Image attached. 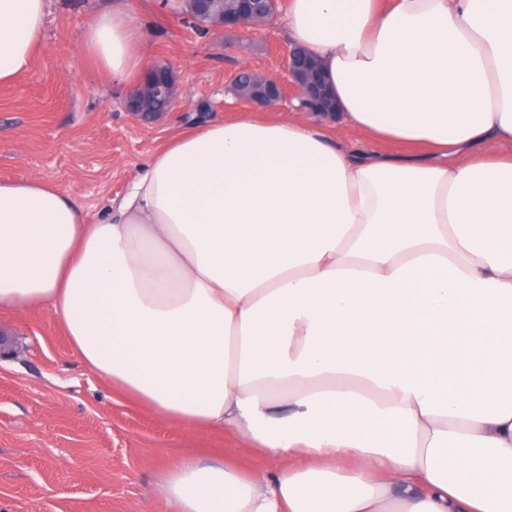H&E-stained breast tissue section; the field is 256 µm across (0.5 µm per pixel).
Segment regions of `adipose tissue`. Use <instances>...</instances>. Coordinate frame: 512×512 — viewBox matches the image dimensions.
<instances>
[{"label":"adipose tissue","mask_w":512,"mask_h":512,"mask_svg":"<svg viewBox=\"0 0 512 512\" xmlns=\"http://www.w3.org/2000/svg\"><path fill=\"white\" fill-rule=\"evenodd\" d=\"M281 23L357 140L197 122L95 223L0 180V312L50 307L105 382L270 464L184 454L166 512H512V0H287ZM43 27L44 0H0V85ZM84 47L138 86L128 13Z\"/></svg>","instance_id":"adipose-tissue-1"}]
</instances>
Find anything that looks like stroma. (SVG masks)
Wrapping results in <instances>:
<instances>
[{
  "label": "stroma",
  "mask_w": 512,
  "mask_h": 512,
  "mask_svg": "<svg viewBox=\"0 0 512 512\" xmlns=\"http://www.w3.org/2000/svg\"><path fill=\"white\" fill-rule=\"evenodd\" d=\"M119 7L146 34L148 64L172 67L174 112L147 123L127 111V89L84 50L88 25ZM280 21L198 32L161 0H45L43 40L29 67L0 85V179L38 176L71 189L90 221L120 200L150 152L204 107L230 121L249 111L231 78L283 75ZM12 339L0 354V512H165L157 482L180 454H236L218 430L187 433L149 407L123 401L74 353L49 309L0 314Z\"/></svg>",
  "instance_id": "obj_1"
}]
</instances>
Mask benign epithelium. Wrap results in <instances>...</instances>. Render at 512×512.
<instances>
[{"label": "benign epithelium", "mask_w": 512, "mask_h": 512, "mask_svg": "<svg viewBox=\"0 0 512 512\" xmlns=\"http://www.w3.org/2000/svg\"><path fill=\"white\" fill-rule=\"evenodd\" d=\"M196 8L186 16L197 27L209 16L211 0H191ZM279 0H235L234 7L225 12L219 26L238 28L247 25H269L278 12ZM284 79L266 78L244 101L255 106L274 107L282 101L299 100L296 109L316 116L335 114L336 105L327 91L313 60L297 47L285 51ZM177 99V86L172 69L164 64L153 66L143 81L129 93L126 108L139 120H158L167 114L159 107L164 101Z\"/></svg>", "instance_id": "1"}]
</instances>
